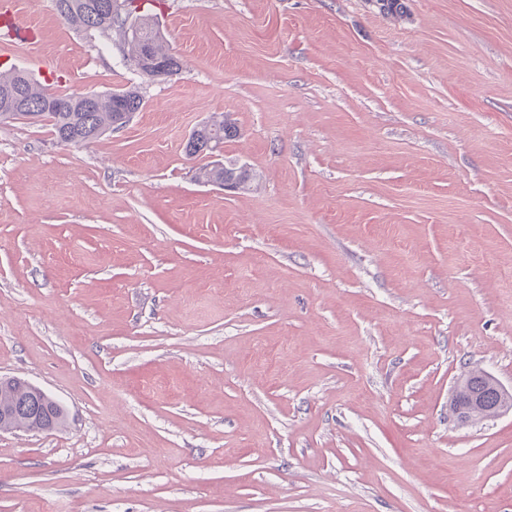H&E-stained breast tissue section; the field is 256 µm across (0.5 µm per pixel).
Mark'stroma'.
<instances>
[{
    "instance_id": "35a3bbf8",
    "label": "stroma",
    "mask_w": 512,
    "mask_h": 512,
    "mask_svg": "<svg viewBox=\"0 0 512 512\" xmlns=\"http://www.w3.org/2000/svg\"><path fill=\"white\" fill-rule=\"evenodd\" d=\"M15 2L1 70L144 104L79 147L0 122V378L68 413L0 433V512H512V412L450 411L512 388V0H136L164 82ZM1 14L5 17V26L7 27V33L11 39H17L23 43L31 40V33L28 28L24 27V25L14 17L11 1L2 4ZM216 166V167H215ZM224 167V168H217ZM206 180H219L224 179V182H207L219 185L224 188V190H246L251 187L252 183V172L250 168L247 166H238L237 164H232L228 166L221 162H217L213 165H205L200 168L199 173ZM199 177V178H202ZM494 385L503 392V401L502 404L496 409H486L484 408L482 401L476 394H472L466 391V389L462 385V379L456 382L454 386V394L453 398L456 401L463 402L464 406L458 405L454 407L452 410L455 415H458L461 411H477L483 410L484 414L487 418L498 417L504 413H509L512 411V390H508L505 388L500 382L501 387L496 381H493Z\"/></svg>"
}]
</instances>
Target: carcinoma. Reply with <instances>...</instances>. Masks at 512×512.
Here are the masks:
<instances>
[{"label": "carcinoma", "instance_id": "1", "mask_svg": "<svg viewBox=\"0 0 512 512\" xmlns=\"http://www.w3.org/2000/svg\"><path fill=\"white\" fill-rule=\"evenodd\" d=\"M61 20L76 30L93 37L123 22L122 15L109 16L91 7L92 0H54ZM160 32L148 18L141 19L140 27L126 40L127 59L157 55L162 62L179 72L178 59L163 49ZM94 105L74 93L61 94L42 87L33 76L15 69L0 72V121L48 119L52 122L57 140L66 145L82 146L112 130L114 123L126 124L143 106V97L134 86L105 93H90ZM216 143L234 139L238 133L216 121L210 128H202ZM465 380L470 390L483 395L487 405L496 403L494 392L487 388L485 379L475 369ZM11 410L13 420L8 425H22L28 429L50 431L61 428L67 419L65 408L53 397L32 391L20 379L0 382V406Z\"/></svg>", "mask_w": 512, "mask_h": 512}]
</instances>
